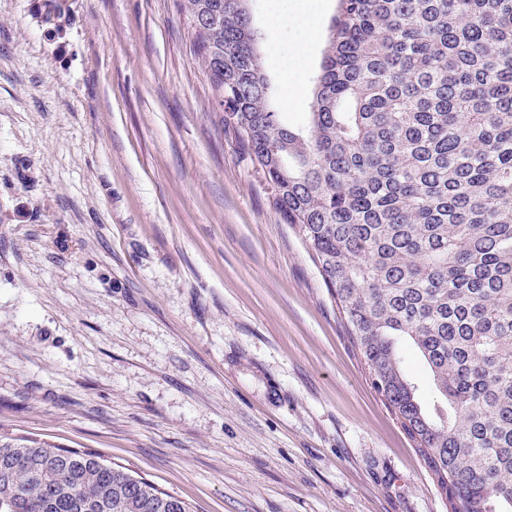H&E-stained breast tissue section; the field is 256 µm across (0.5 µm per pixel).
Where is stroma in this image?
Wrapping results in <instances>:
<instances>
[{"label": "stroma", "mask_w": 512, "mask_h": 512, "mask_svg": "<svg viewBox=\"0 0 512 512\" xmlns=\"http://www.w3.org/2000/svg\"><path fill=\"white\" fill-rule=\"evenodd\" d=\"M59 2L0 0V439L98 453L192 512H448L225 131L182 0ZM336 5L251 2L288 122Z\"/></svg>", "instance_id": "obj_1"}]
</instances>
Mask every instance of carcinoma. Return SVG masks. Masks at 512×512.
Returning <instances> with one entry per match:
<instances>
[{"label": "carcinoma", "mask_w": 512, "mask_h": 512, "mask_svg": "<svg viewBox=\"0 0 512 512\" xmlns=\"http://www.w3.org/2000/svg\"><path fill=\"white\" fill-rule=\"evenodd\" d=\"M246 2L182 0L224 129L450 512H512V0H337L299 125L276 112ZM0 512L190 510L97 453L17 439L0 442Z\"/></svg>", "instance_id": "1"}]
</instances>
